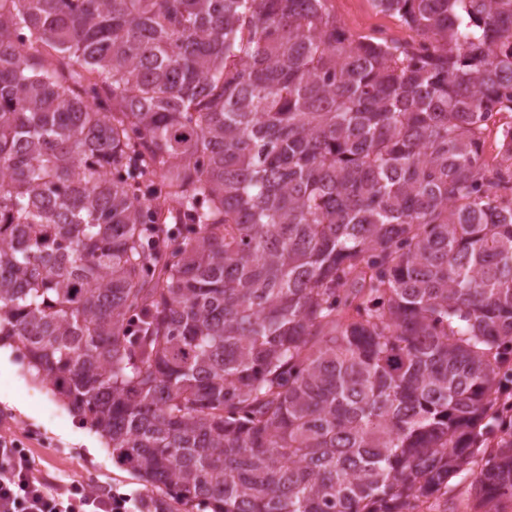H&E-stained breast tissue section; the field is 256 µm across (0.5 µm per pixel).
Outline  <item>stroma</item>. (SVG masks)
Segmentation results:
<instances>
[{"label": "stroma", "instance_id": "1", "mask_svg": "<svg viewBox=\"0 0 512 512\" xmlns=\"http://www.w3.org/2000/svg\"><path fill=\"white\" fill-rule=\"evenodd\" d=\"M337 21L354 36L388 30L395 41L414 40L416 34L397 17L379 12L371 0H329ZM0 434L27 440L41 474L95 491L117 487L144 491V481L116 464L101 435L71 412L51 384L35 379L11 347L0 345ZM475 476L465 471L453 477L447 492L419 502L414 512H474Z\"/></svg>", "mask_w": 512, "mask_h": 512}]
</instances>
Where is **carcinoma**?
Wrapping results in <instances>:
<instances>
[{
    "label": "carcinoma",
    "instance_id": "1",
    "mask_svg": "<svg viewBox=\"0 0 512 512\" xmlns=\"http://www.w3.org/2000/svg\"><path fill=\"white\" fill-rule=\"evenodd\" d=\"M0 0V339L184 512H409L512 384V0ZM476 512L512 502V431ZM336 20L352 35L372 36L380 29L388 30L400 43L417 39L416 33L397 17L381 13L370 0H330Z\"/></svg>",
    "mask_w": 512,
    "mask_h": 512
}]
</instances>
